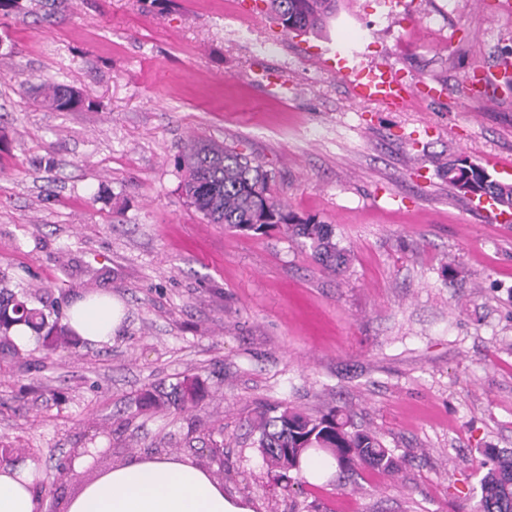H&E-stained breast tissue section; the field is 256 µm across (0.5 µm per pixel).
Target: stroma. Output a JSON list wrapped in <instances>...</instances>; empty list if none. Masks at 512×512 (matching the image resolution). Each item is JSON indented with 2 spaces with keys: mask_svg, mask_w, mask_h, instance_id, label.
<instances>
[{
  "mask_svg": "<svg viewBox=\"0 0 512 512\" xmlns=\"http://www.w3.org/2000/svg\"><path fill=\"white\" fill-rule=\"evenodd\" d=\"M20 0L0 12V289L66 314L109 294L112 341L43 359L0 352V449L38 464L47 512L135 455L191 458L254 512H473L481 451L512 450V222L443 177L468 159L512 184V57L499 0H338L321 32L268 0ZM356 53L438 94L402 112L354 99ZM62 83L84 103L45 108ZM272 173L295 214L331 225L327 269L281 232L208 223L187 201L188 140ZM195 377L184 411L148 390ZM337 407L395 473L278 478L253 441L267 406ZM74 92L83 94L65 84L52 83L42 87V104L56 112H68L75 109L72 104Z\"/></svg>",
  "mask_w": 512,
  "mask_h": 512,
  "instance_id": "obj_1",
  "label": "stroma"
}]
</instances>
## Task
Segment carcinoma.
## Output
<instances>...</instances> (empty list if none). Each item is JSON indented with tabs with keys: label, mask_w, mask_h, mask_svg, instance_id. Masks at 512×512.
Masks as SVG:
<instances>
[{
	"label": "carcinoma",
	"mask_w": 512,
	"mask_h": 512,
	"mask_svg": "<svg viewBox=\"0 0 512 512\" xmlns=\"http://www.w3.org/2000/svg\"><path fill=\"white\" fill-rule=\"evenodd\" d=\"M336 2L269 0V5L286 30L302 34L321 30L336 11ZM74 92L65 84H47L42 87V104L56 112H68L73 109ZM179 163L189 172L182 190L209 223L261 235L282 229L288 236L303 240L315 260L325 267L336 271L347 265L348 255L334 240L331 226L312 218L302 219L275 199L269 189V173L262 165L208 141L184 147ZM444 175L458 193L469 195L466 184L470 183L486 189L497 205L512 209V185L488 180L483 168L471 163L457 169L452 162ZM18 324L37 333L41 350L48 355L72 342L66 327L49 323L44 309L32 306L26 295L0 293V348L15 356L21 355V349L12 340L11 330ZM201 390L197 379L186 378L168 392H147L144 405L172 406L182 411L197 400ZM253 432L266 461L285 473L301 472L311 449L326 453L341 475L359 466L386 474L397 467L395 458L373 432L357 426L351 414L336 408L319 416L288 406L265 409L254 419ZM482 454L486 472L480 480L479 512H512V452L504 455L496 448H485Z\"/></svg>",
	"instance_id": "carcinoma-1"
}]
</instances>
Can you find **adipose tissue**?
I'll use <instances>...</instances> for the list:
<instances>
[{
    "label": "adipose tissue",
    "instance_id": "ef3b65f1",
    "mask_svg": "<svg viewBox=\"0 0 512 512\" xmlns=\"http://www.w3.org/2000/svg\"><path fill=\"white\" fill-rule=\"evenodd\" d=\"M122 303L109 295L76 300L69 328L92 343L109 342L121 326ZM38 466L25 462L0 467V512H46L34 491ZM67 512H253L224 493L206 468L178 456H136L102 472L70 498Z\"/></svg>",
    "mask_w": 512,
    "mask_h": 512
}]
</instances>
